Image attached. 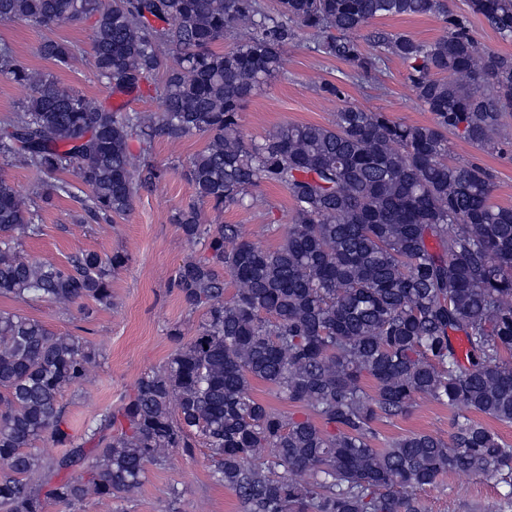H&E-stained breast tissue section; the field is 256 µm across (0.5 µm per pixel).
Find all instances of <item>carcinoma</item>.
<instances>
[{
  "label": "carcinoma",
  "mask_w": 512,
  "mask_h": 512,
  "mask_svg": "<svg viewBox=\"0 0 512 512\" xmlns=\"http://www.w3.org/2000/svg\"><path fill=\"white\" fill-rule=\"evenodd\" d=\"M468 10L512 39V0H468ZM422 15L442 18L444 33L422 41L371 28ZM84 18L94 19L98 76L131 94L163 69L162 108L107 109L0 46V75L30 90L0 123V159L42 177L31 198L0 179L1 297L75 305L85 319L112 305L126 254L80 249L61 264L22 255V242L43 233L39 200H77L81 224L129 215L138 187L166 176L132 169L133 140L205 136L186 162L197 202L244 207L269 183L288 191L293 214L274 248L245 239L239 224L201 223L193 205L174 217L189 253L170 288L200 321L188 338L172 327L167 361L79 437L59 399L101 353L0 311V512L122 501L147 466L199 438L213 479L244 512H423L411 491L458 472L495 480L511 506L512 444L471 414L512 424V206L493 201L488 169L448 160L447 133L498 147L512 54L480 49L447 0H277L273 11L261 0H0V23L51 30ZM301 30L362 74L397 57L432 122L395 121L326 82L322 91L343 102L330 124L286 123L246 142L240 111L281 72L282 49ZM228 32L237 45L217 49ZM38 53L65 67L81 59L54 38ZM254 381L307 413L289 418L254 398ZM418 397L456 411L449 439L418 432L376 447L375 421ZM37 439L61 452L42 456Z\"/></svg>",
  "instance_id": "1"
}]
</instances>
